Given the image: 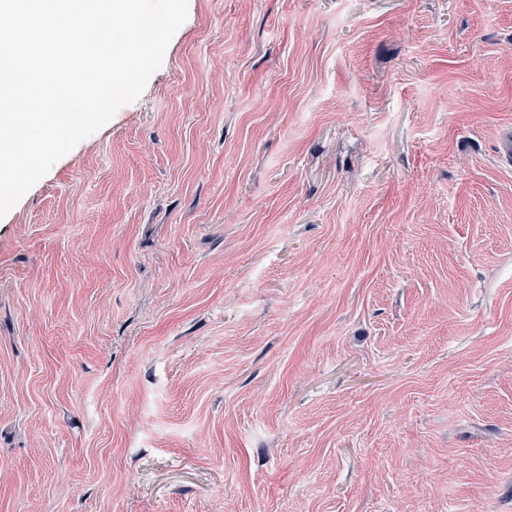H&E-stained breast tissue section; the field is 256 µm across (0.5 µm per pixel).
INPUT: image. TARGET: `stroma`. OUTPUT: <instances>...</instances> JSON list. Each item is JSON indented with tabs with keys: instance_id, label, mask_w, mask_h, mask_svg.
Wrapping results in <instances>:
<instances>
[{
	"instance_id": "obj_1",
	"label": "stroma",
	"mask_w": 512,
	"mask_h": 512,
	"mask_svg": "<svg viewBox=\"0 0 512 512\" xmlns=\"http://www.w3.org/2000/svg\"><path fill=\"white\" fill-rule=\"evenodd\" d=\"M512 0H188L0 219V512H512Z\"/></svg>"
}]
</instances>
